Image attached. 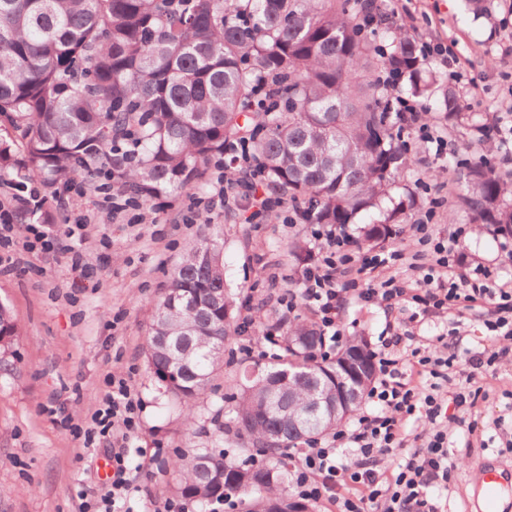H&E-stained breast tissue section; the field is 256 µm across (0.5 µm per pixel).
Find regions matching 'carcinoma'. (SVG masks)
<instances>
[{"label": "carcinoma", "mask_w": 512, "mask_h": 512, "mask_svg": "<svg viewBox=\"0 0 512 512\" xmlns=\"http://www.w3.org/2000/svg\"><path fill=\"white\" fill-rule=\"evenodd\" d=\"M0 0V177L25 152V174L56 183L88 177L111 159L115 123L132 122L142 154L127 182L151 197L197 180L224 150V139L253 135L272 184L309 224H354L369 211L382 219L364 230L388 233L405 211L395 190L410 166L402 127L376 74L400 72L408 90L430 96L435 79L413 34L374 0L381 28L363 32L365 0ZM389 52L376 45L379 35ZM283 77L277 112L249 107L263 73ZM448 122L460 119L453 91L443 96ZM509 184L486 156L466 164L460 200L473 224L512 228ZM223 239L203 234L184 252L154 305L147 362L165 392L191 401L224 362L232 322L224 306ZM18 335L0 304V368ZM319 337L303 323L283 336V353L230 394L244 458L191 448L172 468L175 494L207 512L230 494L288 500V450L340 427L348 414L308 411L333 388L347 356L316 357ZM283 389L278 404L268 387Z\"/></svg>", "instance_id": "1"}]
</instances>
